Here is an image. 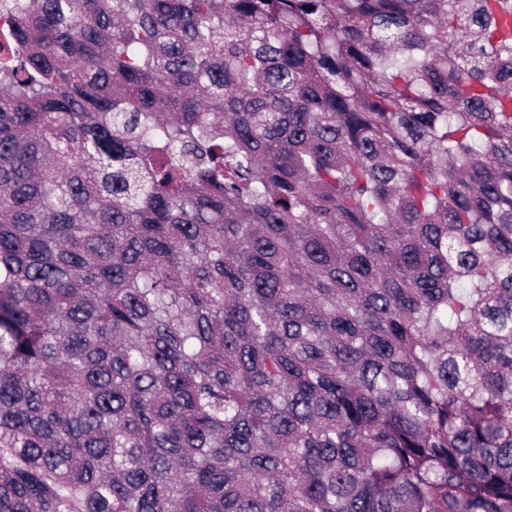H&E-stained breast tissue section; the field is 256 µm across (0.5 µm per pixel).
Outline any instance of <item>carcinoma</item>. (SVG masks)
Masks as SVG:
<instances>
[{"label": "carcinoma", "instance_id": "carcinoma-1", "mask_svg": "<svg viewBox=\"0 0 512 512\" xmlns=\"http://www.w3.org/2000/svg\"><path fill=\"white\" fill-rule=\"evenodd\" d=\"M0 512H512V0H0Z\"/></svg>", "mask_w": 512, "mask_h": 512}]
</instances>
